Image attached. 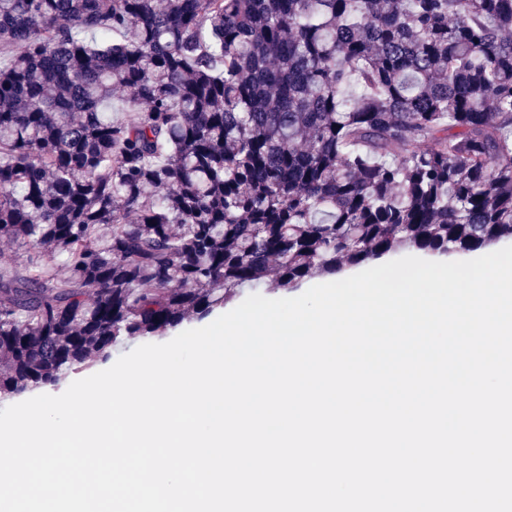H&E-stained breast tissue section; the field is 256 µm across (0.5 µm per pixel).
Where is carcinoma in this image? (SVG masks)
Listing matches in <instances>:
<instances>
[{"mask_svg":"<svg viewBox=\"0 0 512 512\" xmlns=\"http://www.w3.org/2000/svg\"><path fill=\"white\" fill-rule=\"evenodd\" d=\"M0 237V401L245 285L512 239V0H0Z\"/></svg>","mask_w":512,"mask_h":512,"instance_id":"cac0c4a2","label":"carcinoma"}]
</instances>
